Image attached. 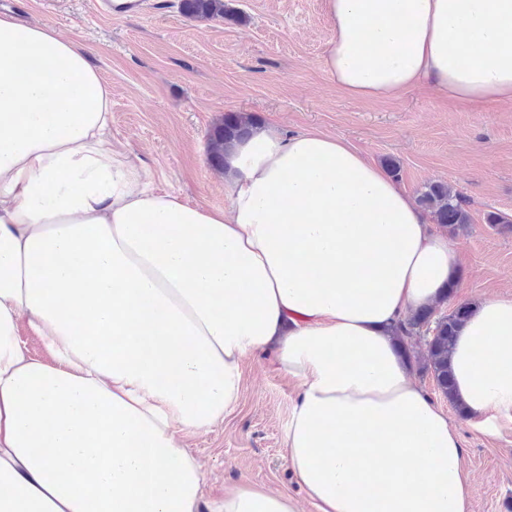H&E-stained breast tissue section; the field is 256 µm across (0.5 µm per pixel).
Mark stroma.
I'll return each mask as SVG.
<instances>
[{"label": "stroma", "instance_id": "1", "mask_svg": "<svg viewBox=\"0 0 512 512\" xmlns=\"http://www.w3.org/2000/svg\"><path fill=\"white\" fill-rule=\"evenodd\" d=\"M178 0H142L136 16L103 17L93 0H9L23 22L41 23L84 46L112 91L106 141L147 169L153 185L191 205H225L224 178L208 162V139L228 112H249L286 133L346 139L371 161L395 160L398 185L418 195L451 185L471 221L452 235L464 265L444 312L512 295V233L487 222L512 219V102L473 112L429 87L397 97L353 98L321 57L334 30L324 0H224L227 18L184 15ZM297 398L273 354L249 358L238 406L222 424L182 440L205 472L204 499L242 483L304 500L288 465L284 430ZM470 512H512V420L493 432L456 411Z\"/></svg>", "mask_w": 512, "mask_h": 512}]
</instances>
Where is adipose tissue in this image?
Masks as SVG:
<instances>
[{"label":"adipose tissue","instance_id":"obj_1","mask_svg":"<svg viewBox=\"0 0 512 512\" xmlns=\"http://www.w3.org/2000/svg\"><path fill=\"white\" fill-rule=\"evenodd\" d=\"M325 7L350 96L512 101V0ZM110 119L84 48L0 14V512H301L248 483L204 505L180 443L269 351L315 512H469L458 433L389 333L459 272L414 198L343 138L260 125L224 151L227 206H190L107 146ZM448 364L476 426L512 417V298L470 305Z\"/></svg>","mask_w":512,"mask_h":512}]
</instances>
